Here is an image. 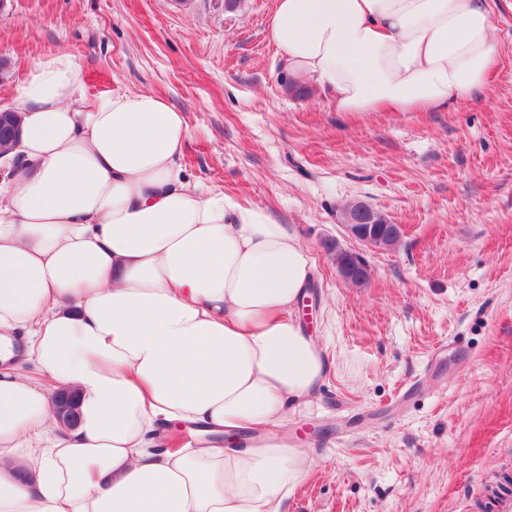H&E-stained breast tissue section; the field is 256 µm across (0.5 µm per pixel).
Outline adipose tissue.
I'll list each match as a JSON object with an SVG mask.
<instances>
[{"label":"adipose tissue","instance_id":"obj_1","mask_svg":"<svg viewBox=\"0 0 512 512\" xmlns=\"http://www.w3.org/2000/svg\"><path fill=\"white\" fill-rule=\"evenodd\" d=\"M290 73L339 112H437L498 61L487 0H276ZM0 176V512H283L313 462L275 436L330 366L294 316V227L180 164L184 113L88 97L53 53L18 89ZM75 393L76 427L55 394ZM198 426L179 451L156 438ZM227 436V445L217 437Z\"/></svg>","mask_w":512,"mask_h":512}]
</instances>
